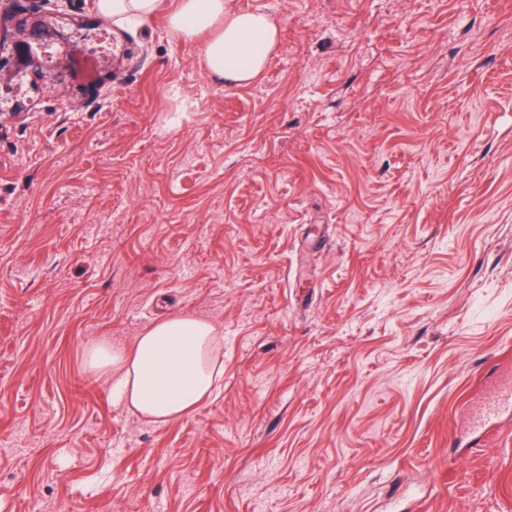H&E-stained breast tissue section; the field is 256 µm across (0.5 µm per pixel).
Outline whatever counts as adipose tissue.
Segmentation results:
<instances>
[{
	"instance_id": "1",
	"label": "adipose tissue",
	"mask_w": 512,
	"mask_h": 512,
	"mask_svg": "<svg viewBox=\"0 0 512 512\" xmlns=\"http://www.w3.org/2000/svg\"><path fill=\"white\" fill-rule=\"evenodd\" d=\"M224 2L95 0V8L119 28L165 17L174 37L200 41L210 75L244 86L265 70L279 29L265 12L231 11ZM218 343L212 323L176 315L147 328L128 350L112 349L103 341L88 344L87 364L109 374L118 403L167 423L182 418L215 391L221 372L212 354Z\"/></svg>"
}]
</instances>
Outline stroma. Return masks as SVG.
<instances>
[{
	"label": "stroma",
	"instance_id": "stroma-1",
	"mask_svg": "<svg viewBox=\"0 0 512 512\" xmlns=\"http://www.w3.org/2000/svg\"><path fill=\"white\" fill-rule=\"evenodd\" d=\"M279 40L214 80L77 0L0 72V512H512V0H227ZM190 111H183V104ZM221 390L153 423L86 347L167 315ZM512 411V387L497 388L492 398L487 402L475 431H484L495 423L500 416Z\"/></svg>",
	"mask_w": 512,
	"mask_h": 512
}]
</instances>
